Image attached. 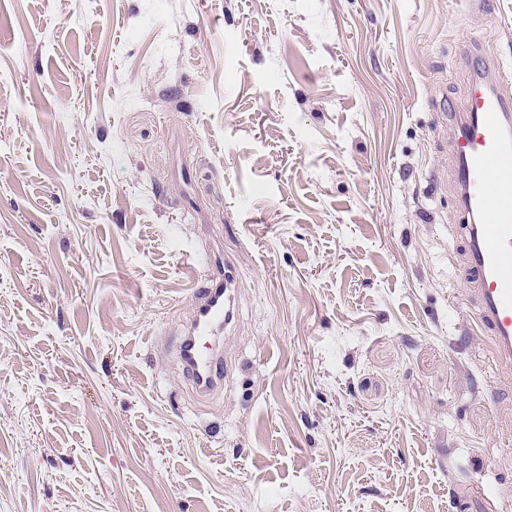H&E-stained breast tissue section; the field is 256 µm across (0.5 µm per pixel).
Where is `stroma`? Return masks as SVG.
Listing matches in <instances>:
<instances>
[{"label": "stroma", "instance_id": "1", "mask_svg": "<svg viewBox=\"0 0 512 512\" xmlns=\"http://www.w3.org/2000/svg\"><path fill=\"white\" fill-rule=\"evenodd\" d=\"M471 41L512 0H0V512H512L432 125ZM198 259L201 275L193 290L194 306L177 350L180 362L196 392L209 395L224 384L221 354L208 342L223 332L233 318V302L227 295L234 282L230 261L216 255Z\"/></svg>", "mask_w": 512, "mask_h": 512}]
</instances>
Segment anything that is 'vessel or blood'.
I'll return each mask as SVG.
<instances>
[{"instance_id": "1", "label": "vessel or blood", "mask_w": 512, "mask_h": 512, "mask_svg": "<svg viewBox=\"0 0 512 512\" xmlns=\"http://www.w3.org/2000/svg\"><path fill=\"white\" fill-rule=\"evenodd\" d=\"M462 107L452 117V176L467 231L462 284L474 298L478 333L497 367L512 369V69L476 53ZM178 356L196 392L221 389V354L211 340L233 318L231 262L206 255Z\"/></svg>"}]
</instances>
